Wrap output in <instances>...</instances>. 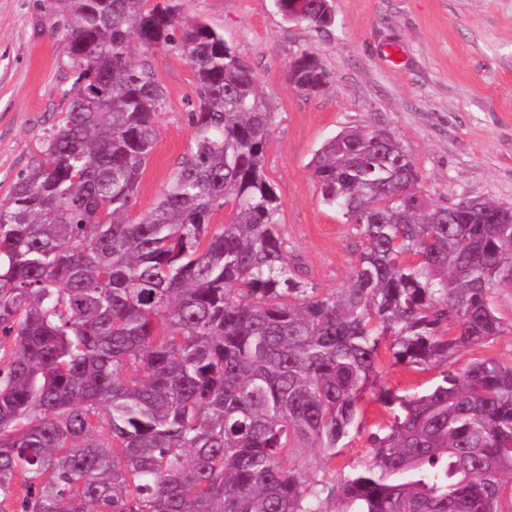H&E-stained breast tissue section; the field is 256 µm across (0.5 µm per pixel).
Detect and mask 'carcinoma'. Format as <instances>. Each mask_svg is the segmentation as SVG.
Returning a JSON list of instances; mask_svg holds the SVG:
<instances>
[{
    "label": "carcinoma",
    "mask_w": 512,
    "mask_h": 512,
    "mask_svg": "<svg viewBox=\"0 0 512 512\" xmlns=\"http://www.w3.org/2000/svg\"><path fill=\"white\" fill-rule=\"evenodd\" d=\"M148 2L45 0L74 80L0 203V512H503L512 363L449 365L505 331L512 206L437 202L394 133L345 129L310 169L356 260L321 291L281 231L252 67L179 0ZM276 4L334 22L330 0ZM137 43L186 58L197 103L190 155L132 219L167 108ZM290 65L301 91L325 84L317 54ZM383 343L440 380L376 386ZM368 392L392 419L361 470L283 466L336 456Z\"/></svg>",
    "instance_id": "cac0c4a2"
}]
</instances>
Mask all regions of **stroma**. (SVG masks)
Masks as SVG:
<instances>
[{
  "mask_svg": "<svg viewBox=\"0 0 512 512\" xmlns=\"http://www.w3.org/2000/svg\"><path fill=\"white\" fill-rule=\"evenodd\" d=\"M181 13L223 33L247 59L274 108L264 169L283 204L281 231L321 291L345 288L353 271L351 230L325 205L308 163L342 129L394 132L413 155L421 185L438 202L480 197L512 205V0H331L334 25L286 22L275 0H180ZM320 56L326 83L300 93L288 62ZM67 46L36 0H0V202L64 106ZM168 97L162 136L141 178L134 213L152 207L177 161L191 150L187 120L194 75L182 56L145 52ZM378 386L422 391L438 367L414 370L380 355ZM371 401L335 457L317 473L340 480L371 459L368 436L389 422Z\"/></svg>",
  "mask_w": 512,
  "mask_h": 512,
  "instance_id": "obj_1",
  "label": "stroma"
}]
</instances>
